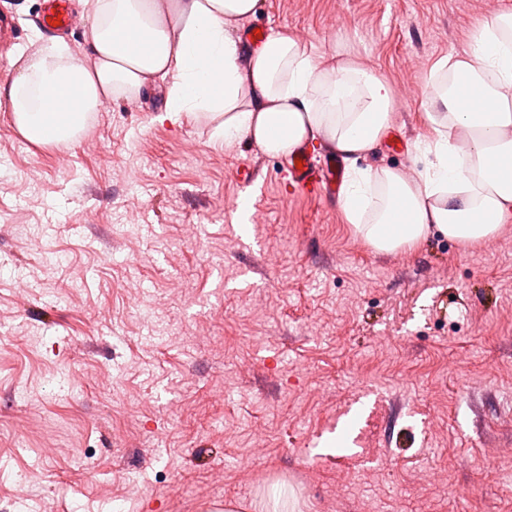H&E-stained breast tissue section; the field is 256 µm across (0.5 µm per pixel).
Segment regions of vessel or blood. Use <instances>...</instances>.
<instances>
[{
	"label": "vessel or blood",
	"mask_w": 512,
	"mask_h": 512,
	"mask_svg": "<svg viewBox=\"0 0 512 512\" xmlns=\"http://www.w3.org/2000/svg\"><path fill=\"white\" fill-rule=\"evenodd\" d=\"M73 22L72 0H46L43 9L27 19L28 26L47 35L69 30ZM288 177L304 195L333 199L340 194L345 171L336 156L327 155L317 161L301 145L288 156Z\"/></svg>",
	"instance_id": "obj_1"
}]
</instances>
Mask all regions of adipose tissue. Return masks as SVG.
Here are the masks:
<instances>
[{"label": "adipose tissue", "mask_w": 512, "mask_h": 512, "mask_svg": "<svg viewBox=\"0 0 512 512\" xmlns=\"http://www.w3.org/2000/svg\"><path fill=\"white\" fill-rule=\"evenodd\" d=\"M259 0H98L89 35L92 64L61 38L25 56L0 88L17 131L36 146L67 147L117 93L165 86L166 119L211 113L212 138L248 142L274 157L322 140L343 156L350 179L346 219L372 247L394 252L430 231L464 245L496 237L512 220V11L473 35L470 55L445 60L448 109L409 175L366 166L390 128L389 87L352 59L319 67L292 37L277 33L251 49L229 22L254 15Z\"/></svg>", "instance_id": "ef3b65f1"}]
</instances>
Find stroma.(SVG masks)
Masks as SVG:
<instances>
[{
	"label": "stroma",
	"instance_id": "stroma-1",
	"mask_svg": "<svg viewBox=\"0 0 512 512\" xmlns=\"http://www.w3.org/2000/svg\"><path fill=\"white\" fill-rule=\"evenodd\" d=\"M508 8L260 0L254 21L385 81L406 150L367 162L413 175L437 63ZM163 107L153 83L114 96L55 149L0 97V512H250L276 480L287 512H512V236L376 251L285 158Z\"/></svg>",
	"mask_w": 512,
	"mask_h": 512
}]
</instances>
